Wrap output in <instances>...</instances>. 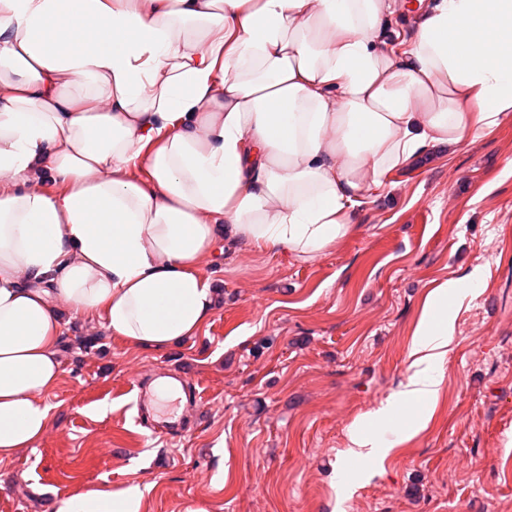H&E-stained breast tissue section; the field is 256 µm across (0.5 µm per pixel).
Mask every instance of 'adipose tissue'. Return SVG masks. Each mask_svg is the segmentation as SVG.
Masks as SVG:
<instances>
[{"label": "adipose tissue", "mask_w": 512, "mask_h": 512, "mask_svg": "<svg viewBox=\"0 0 512 512\" xmlns=\"http://www.w3.org/2000/svg\"><path fill=\"white\" fill-rule=\"evenodd\" d=\"M396 4L0 0V460L44 435L68 325L189 340L218 304L199 270L218 240L317 259L392 174L512 112V0H435L399 47ZM475 292L430 293L412 373L351 425L347 461L436 398L448 300ZM59 512H142V493L91 489Z\"/></svg>", "instance_id": "obj_1"}]
</instances>
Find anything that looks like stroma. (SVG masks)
Masks as SVG:
<instances>
[{"instance_id": "1", "label": "stroma", "mask_w": 512, "mask_h": 512, "mask_svg": "<svg viewBox=\"0 0 512 512\" xmlns=\"http://www.w3.org/2000/svg\"><path fill=\"white\" fill-rule=\"evenodd\" d=\"M200 271L222 299L188 341L142 350L98 320L65 333L45 434L0 461V512L131 485L142 512H512V112L422 155L319 258L231 247ZM468 280L426 428L384 431L383 461L349 463L337 487L349 426L411 373L427 295ZM167 371L197 390L176 442L136 421L137 375Z\"/></svg>"}]
</instances>
